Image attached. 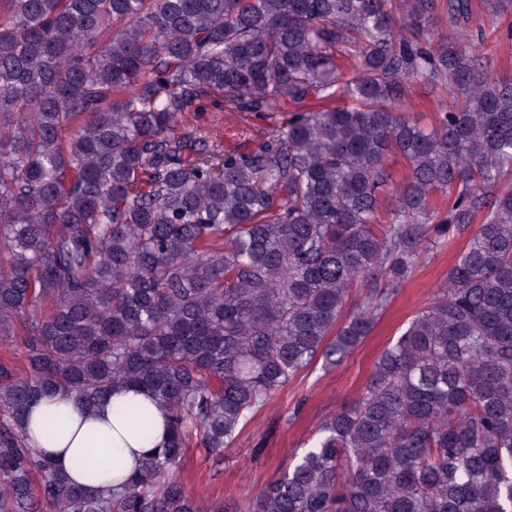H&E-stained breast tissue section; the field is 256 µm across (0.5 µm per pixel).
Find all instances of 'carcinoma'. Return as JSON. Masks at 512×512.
Returning a JSON list of instances; mask_svg holds the SVG:
<instances>
[{
    "instance_id": "1",
    "label": "carcinoma",
    "mask_w": 512,
    "mask_h": 512,
    "mask_svg": "<svg viewBox=\"0 0 512 512\" xmlns=\"http://www.w3.org/2000/svg\"><path fill=\"white\" fill-rule=\"evenodd\" d=\"M437 0H0V512H200L173 477L219 455L315 360L341 364L429 240L470 230L444 288L253 507L512 512V75L433 44ZM459 29L472 0H448ZM422 81L454 107L409 115ZM288 122L214 157L189 113ZM391 154L406 163L388 222ZM476 228H471V225ZM363 302L345 312L353 289ZM170 438L118 491L78 488L28 445L29 407L117 387ZM143 437L152 422L128 405ZM25 338V328L21 323H15L10 334L0 338V361L10 363L19 373L23 374L26 372Z\"/></svg>"
}]
</instances>
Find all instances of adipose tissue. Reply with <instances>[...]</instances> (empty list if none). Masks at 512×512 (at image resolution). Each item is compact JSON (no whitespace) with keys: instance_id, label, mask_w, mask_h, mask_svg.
Returning a JSON list of instances; mask_svg holds the SVG:
<instances>
[{"instance_id":"obj_1","label":"adipose tissue","mask_w":512,"mask_h":512,"mask_svg":"<svg viewBox=\"0 0 512 512\" xmlns=\"http://www.w3.org/2000/svg\"><path fill=\"white\" fill-rule=\"evenodd\" d=\"M127 404L149 412L151 439H144L125 416ZM167 418L165 406L143 389H115L91 407L59 394L29 409L25 433L29 444L51 458L71 482L106 491L122 484L144 457L163 446Z\"/></svg>"}]
</instances>
